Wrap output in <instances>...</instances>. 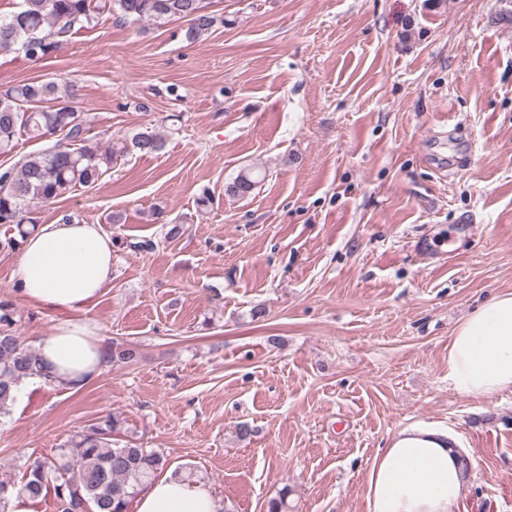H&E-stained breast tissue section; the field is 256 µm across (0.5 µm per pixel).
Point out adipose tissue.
I'll use <instances>...</instances> for the list:
<instances>
[{"instance_id": "ef3b65f1", "label": "adipose tissue", "mask_w": 512, "mask_h": 512, "mask_svg": "<svg viewBox=\"0 0 512 512\" xmlns=\"http://www.w3.org/2000/svg\"><path fill=\"white\" fill-rule=\"evenodd\" d=\"M112 255L113 241L100 225L72 218L38 225L23 240L15 271L21 295L64 314L36 351L50 380L72 392L91 383L109 356L99 328L78 314L110 288ZM448 380L470 397L512 391V291L491 296L457 324ZM468 456L447 428L415 423L399 429L370 465L367 512H452L470 481ZM220 510L205 482L169 472L145 484L132 503V512Z\"/></svg>"}]
</instances>
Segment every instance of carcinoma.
<instances>
[{"mask_svg":"<svg viewBox=\"0 0 512 512\" xmlns=\"http://www.w3.org/2000/svg\"><path fill=\"white\" fill-rule=\"evenodd\" d=\"M207 8V0H19L16 11L0 16V51L44 57L75 24H90L106 13L123 22L183 20L190 23L188 33L197 36L215 23ZM56 132L63 133L61 143L0 172V224H33L31 205L97 183L134 152L158 154L166 147L165 137L150 127L100 145L91 136L87 113L53 81L0 91L1 154L22 136L43 139ZM255 184L254 173L245 171L227 191L244 197ZM14 325L12 304L0 302V410L14 401L22 380L42 375L36 351L16 336ZM121 434L116 417L76 433L57 453L28 465L17 494L36 501L51 489L58 512H127L139 487L164 466V457L123 441Z\"/></svg>","mask_w":512,"mask_h":512,"instance_id":"cac0c4a2","label":"carcinoma"}]
</instances>
